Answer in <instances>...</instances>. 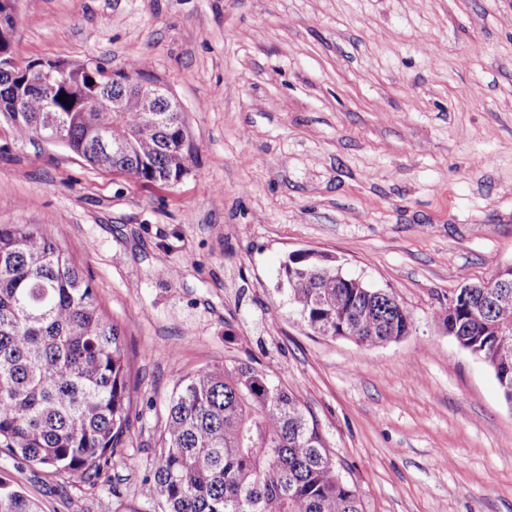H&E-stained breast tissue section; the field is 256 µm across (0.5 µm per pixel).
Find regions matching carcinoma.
<instances>
[{"label":"carcinoma","mask_w":512,"mask_h":512,"mask_svg":"<svg viewBox=\"0 0 512 512\" xmlns=\"http://www.w3.org/2000/svg\"><path fill=\"white\" fill-rule=\"evenodd\" d=\"M64 64L45 97L0 58V112L20 136L39 135L52 105L65 146L93 168L144 184L188 174L194 145L183 113L149 122L129 74L103 80L98 65ZM13 96L25 98L24 111H12ZM114 96L123 111H84L86 100ZM285 276L291 305L314 332L345 330L372 348L411 328L389 292L336 278L331 260L290 256ZM433 318L493 370L512 401V288L464 285ZM132 369L120 326L71 255L38 224H0V449L67 480L98 476L125 445ZM148 490L164 512H364L297 392L236 361L198 370L172 396ZM0 512L39 510L0 482Z\"/></svg>","instance_id":"carcinoma-1"}]
</instances>
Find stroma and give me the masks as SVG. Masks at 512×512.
<instances>
[{"label": "stroma", "instance_id": "35a3bbf8", "mask_svg": "<svg viewBox=\"0 0 512 512\" xmlns=\"http://www.w3.org/2000/svg\"><path fill=\"white\" fill-rule=\"evenodd\" d=\"M13 54L145 63L196 146L169 186L92 168L0 114V224L74 257L134 356L121 455L71 482L0 452L42 512H161L177 383L230 360L297 390L365 512H512V406L433 314L512 264V0H21ZM313 250L413 320L377 348L309 330Z\"/></svg>", "mask_w": 512, "mask_h": 512}]
</instances>
